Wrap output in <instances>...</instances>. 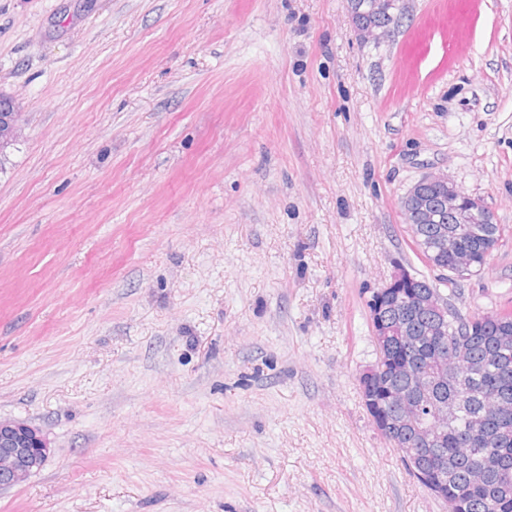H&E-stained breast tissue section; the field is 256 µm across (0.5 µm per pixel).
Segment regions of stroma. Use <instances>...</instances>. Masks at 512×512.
I'll return each mask as SVG.
<instances>
[{"label": "stroma", "mask_w": 512, "mask_h": 512, "mask_svg": "<svg viewBox=\"0 0 512 512\" xmlns=\"http://www.w3.org/2000/svg\"><path fill=\"white\" fill-rule=\"evenodd\" d=\"M0 0V420L50 454L0 512H446L372 422L368 302L437 282L401 201L447 173L503 233L512 0ZM401 0H359L347 2L351 14L368 17L371 21L358 30L364 37L380 38L390 33L391 24L384 20V16H391V12L403 11Z\"/></svg>", "instance_id": "obj_1"}]
</instances>
